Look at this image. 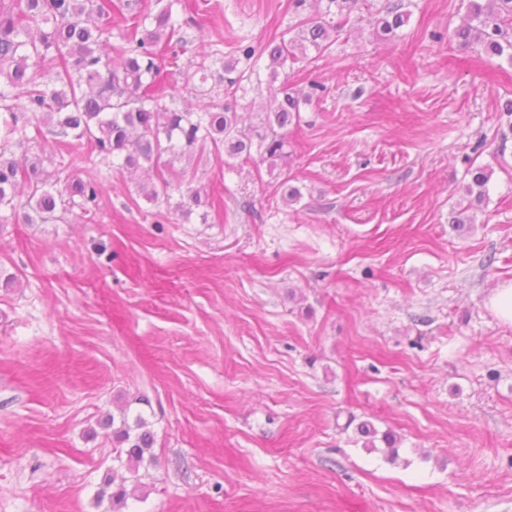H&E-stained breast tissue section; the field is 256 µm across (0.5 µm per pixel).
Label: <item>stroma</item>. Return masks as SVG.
<instances>
[{
	"label": "stroma",
	"instance_id": "1",
	"mask_svg": "<svg viewBox=\"0 0 512 512\" xmlns=\"http://www.w3.org/2000/svg\"><path fill=\"white\" fill-rule=\"evenodd\" d=\"M390 2L344 26L329 0L174 6L177 107L214 44L246 78L211 96L244 125L281 84L313 95L285 160L195 161L213 206L147 202L75 140L9 144L105 192L0 224V512H512V325L487 306L512 284V62L460 47L464 0H401L387 38L371 18ZM309 18L333 24L329 48L269 78L265 45ZM124 400L156 462L116 509L96 493ZM352 419L393 431L399 460Z\"/></svg>",
	"mask_w": 512,
	"mask_h": 512
}]
</instances>
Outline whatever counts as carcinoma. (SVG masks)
<instances>
[{
    "mask_svg": "<svg viewBox=\"0 0 512 512\" xmlns=\"http://www.w3.org/2000/svg\"><path fill=\"white\" fill-rule=\"evenodd\" d=\"M153 10L145 0H0V133L3 142L24 139L32 127L37 134L48 132L58 150L74 139L86 145L88 156L116 158L121 168L141 172L138 192L149 202L169 198L172 187H186L190 204L208 203L203 188L193 185L194 175L176 168L174 160L191 162L206 151L220 158H251L258 145L261 160L288 157V126L311 95L284 86L274 93L267 112L258 124L239 128L238 112L208 100L206 85L211 79L234 88L244 74H236L237 63L224 60L221 49L212 50V60L202 58L190 65L186 84L197 103L181 111L167 108L163 100L171 85L161 67L160 51L176 52L184 42L181 26L172 21L173 5ZM129 15L125 44L102 50V36L112 22V10ZM468 23L454 31L464 47H476L488 59L505 57L512 62V0H468ZM407 16L398 6L386 7L374 16V25L384 35L404 25ZM328 28L308 19L294 36L282 38L266 48L270 78L287 63L308 58L310 51L327 48ZM221 64V69L213 65ZM51 71L54 78L41 85L35 67ZM41 156L22 160L7 155L0 145V211H17L18 188L29 189L27 206L43 223L55 218L60 205L78 206L89 212L98 204L103 185L95 181L66 179L65 193L48 186L52 178ZM488 174L478 168L472 173L467 194L481 202L487 194ZM112 428L115 460L133 475L155 463L154 434L142 414L130 416L121 409L118 418H108ZM362 447L377 449L384 442L387 459L399 455L398 438L391 431L378 434L368 421L357 427ZM129 478L112 472L99 494L110 495L115 504L124 503L131 492Z\"/></svg>",
    "mask_w": 512,
    "mask_h": 512,
    "instance_id": "cac0c4a2",
    "label": "carcinoma"
}]
</instances>
